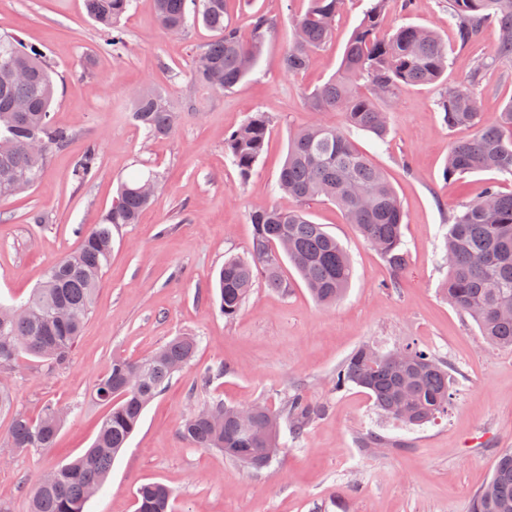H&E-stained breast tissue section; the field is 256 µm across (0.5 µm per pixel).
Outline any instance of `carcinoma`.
I'll return each mask as SVG.
<instances>
[{
    "label": "carcinoma",
    "instance_id": "carcinoma-1",
    "mask_svg": "<svg viewBox=\"0 0 512 512\" xmlns=\"http://www.w3.org/2000/svg\"><path fill=\"white\" fill-rule=\"evenodd\" d=\"M194 2V19L214 33V40L199 55L195 81L221 92L231 89L259 65L273 23L264 15L255 16L250 38L245 40L225 20V0ZM343 3L309 0L307 10L294 21L297 35L284 60L288 72L305 70L311 54L333 37ZM388 3L371 0L336 75L311 93L313 110L342 113L345 127L314 122L288 142L276 187L300 202L301 208L251 211L250 257L224 260L215 278L213 300L225 319L241 313L259 276L272 288L291 287L283 272L284 257L316 303L329 307L343 297L353 279V265L340 241L308 218L305 207L313 201L336 204L391 269L390 286H400L408 258L402 234L404 212L392 184L354 144L349 132L386 141L391 132L389 113L380 110L377 102L393 100L403 85L438 83L448 68V44L426 27L402 26L380 34ZM132 5L133 0H85L87 14L99 24L116 54L126 47L120 21ZM153 5L162 28L186 31L187 0H153ZM448 21L462 48L475 42L489 22L499 25V40L490 60L481 62L467 82L444 90L436 100L448 129L473 131L451 145L444 176L453 180L486 170L512 175V101L496 123L484 125L474 96L485 69L497 62L512 63V0H450ZM361 81L364 93L357 90ZM54 100L53 71L41 50L14 36L0 35V200L35 188L52 149L68 141L69 130L52 123ZM132 102V120L148 134L166 137L175 131L179 113L162 93L139 91ZM269 126L265 113L253 112L225 139L224 151L241 179L251 175L262 155ZM34 131L44 139L38 154L27 146V134ZM98 159L96 147H88L75 177L80 181L92 177ZM148 179L157 182L159 174L150 170L121 183L112 206L82 233L79 247L48 266L39 286L20 306L0 304V311L6 313L0 320L1 371L13 368L25 355L51 367L67 362L110 261L112 229L138 223L154 201L140 191ZM444 253L448 277L443 293L448 302L476 323L490 346L512 350V192L489 185L480 197L461 204L447 225ZM197 348L196 337L177 336L146 358H113L94 389V399L108 406V412L92 447L52 470L50 481L36 484L28 498V512H85L145 407L190 363ZM450 371L449 362L413 342L386 353L362 345L339 366L336 385L362 388L382 415L406 426H421L448 415L454 396ZM253 408L264 431L260 440L239 427L240 407L222 402L193 411L184 420L181 434L196 448L218 450L245 467L261 469L267 449L280 448V419L288 421L297 439L322 413L321 407L298 394L279 411L263 404ZM66 416V411L51 403L35 420L14 414L8 447L17 452L53 447ZM171 499L167 486L144 483L137 492L136 512H174ZM470 512H512V450L499 453L491 479L471 500Z\"/></svg>",
    "mask_w": 512,
    "mask_h": 512
}]
</instances>
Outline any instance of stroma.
I'll use <instances>...</instances> for the list:
<instances>
[{"mask_svg":"<svg viewBox=\"0 0 512 512\" xmlns=\"http://www.w3.org/2000/svg\"><path fill=\"white\" fill-rule=\"evenodd\" d=\"M307 6L308 0H227L241 34H249L258 14L272 20L273 33L260 66L220 93L193 79L212 32L163 30L152 0H135L122 18L128 46L119 58L84 0H0V34L43 51L57 85L53 122L71 132L34 189L0 201V302L25 300L45 269L76 249L81 231L111 206L120 181L148 170L162 176L140 222L114 229L111 262L67 364L51 369L26 356L0 375L13 388L18 413L38 418L48 401L71 410L53 448L22 453L6 448L11 418L0 415V512H27L39 478L91 446L106 412L93 399L94 386L113 356L139 359L185 334L199 341L194 360L148 404L85 512H135L136 491L147 482L172 490L176 512H468L498 453L512 448V350L489 346L441 290L448 275L444 226L459 203L491 183L512 191V177L495 171L444 177L448 149L464 133L444 125L436 106L441 87L464 83L498 37L490 23L470 46L453 47L448 0H411L407 7L390 0L385 28L436 29L451 44L448 69L441 84L406 86L383 103L391 118L387 142L351 135L386 173L405 212L408 264L399 288L390 287L385 261L338 207L315 201L307 207L311 220L336 236L354 267L341 301L324 307L304 285L281 292L259 279L235 320L210 302L225 258L249 252L250 212L298 206L275 188L289 137L311 122L343 123L341 113L314 111L309 95L336 74L367 0H345L332 41L291 74L283 61L292 21ZM147 87L166 92L181 113L174 134L154 138L131 121V95ZM475 96L483 123H495L512 101V65L487 70ZM257 111L271 120L268 145L244 182L224 139ZM92 145L98 172L77 182L72 170ZM38 215L45 223H35ZM409 342L454 368L447 418L414 429L378 414L363 389L336 384L337 368L360 345L385 352ZM220 362L224 375L199 386L200 373ZM295 393L324 412L300 438L282 431L280 455L261 471L180 435L187 414L204 402L276 408ZM371 432L388 437L390 446L369 453L361 439Z\"/></svg>","mask_w":512,"mask_h":512,"instance_id":"1","label":"stroma"}]
</instances>
